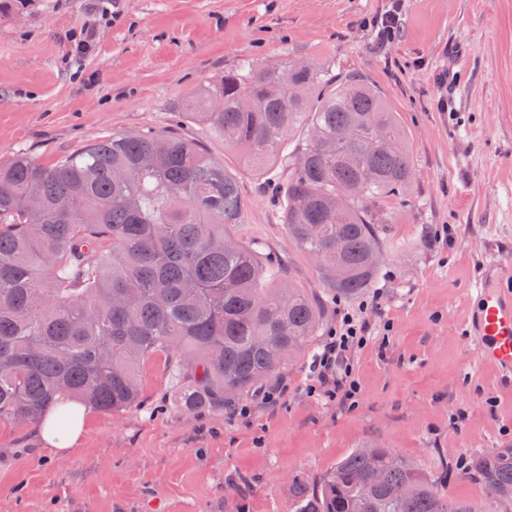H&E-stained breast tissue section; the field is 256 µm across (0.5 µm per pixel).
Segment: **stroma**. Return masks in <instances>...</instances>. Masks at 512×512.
<instances>
[{
  "label": "stroma",
  "mask_w": 512,
  "mask_h": 512,
  "mask_svg": "<svg viewBox=\"0 0 512 512\" xmlns=\"http://www.w3.org/2000/svg\"><path fill=\"white\" fill-rule=\"evenodd\" d=\"M400 8L389 43L371 21ZM95 36L80 62L72 37ZM290 58L375 88L405 132L414 178L390 200L378 279L332 298L317 263L288 236L271 195L278 165L243 167L187 103L250 59ZM172 131L233 172L244 203L232 229L278 261L281 281L362 307L372 341L355 358L357 407L308 397L322 338L270 381L278 407L249 419L187 413L162 360L142 365L139 407L86 409L66 453L38 425L0 422V512H293L294 477H318L358 448H389L451 497L498 512L465 478L473 455L512 448V392L477 367L465 336L489 239L512 244V0H0V159L52 163L114 134ZM391 332H384V324Z\"/></svg>",
  "instance_id": "1"
}]
</instances>
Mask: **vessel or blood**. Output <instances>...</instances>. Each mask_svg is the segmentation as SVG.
Wrapping results in <instances>:
<instances>
[{
    "mask_svg": "<svg viewBox=\"0 0 512 512\" xmlns=\"http://www.w3.org/2000/svg\"><path fill=\"white\" fill-rule=\"evenodd\" d=\"M474 292L478 303L466 334L478 363L494 367L512 389V247H487Z\"/></svg>",
    "mask_w": 512,
    "mask_h": 512,
    "instance_id": "obj_1",
    "label": "vessel or blood"
}]
</instances>
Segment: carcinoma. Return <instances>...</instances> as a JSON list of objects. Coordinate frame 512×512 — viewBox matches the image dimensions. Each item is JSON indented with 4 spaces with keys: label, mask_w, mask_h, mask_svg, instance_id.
Masks as SVG:
<instances>
[{
    "label": "carcinoma",
    "mask_w": 512,
    "mask_h": 512,
    "mask_svg": "<svg viewBox=\"0 0 512 512\" xmlns=\"http://www.w3.org/2000/svg\"><path fill=\"white\" fill-rule=\"evenodd\" d=\"M186 113L257 171L302 132L271 187L287 200L288 237L332 295L372 285L381 207L407 193L413 161L363 77L245 60ZM242 210L235 175L171 131L114 133L50 165L1 161L0 421L52 413L64 424L74 401L134 408L140 366L157 356L185 412L224 411L228 388L258 394L324 330L325 305L272 286L278 263L231 234ZM466 475L512 512V448L473 456ZM292 488L295 512H480L388 448H358Z\"/></svg>",
    "instance_id": "carcinoma-1"
}]
</instances>
